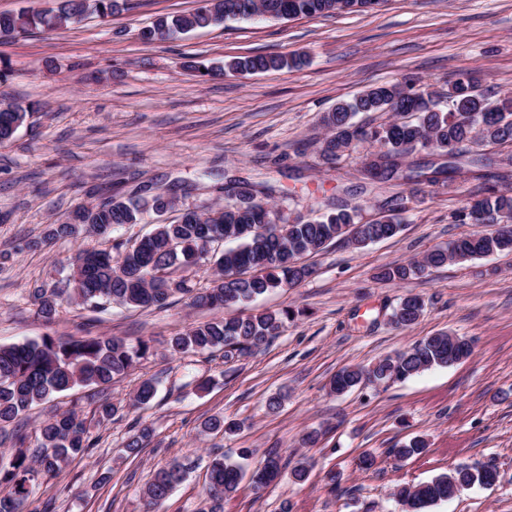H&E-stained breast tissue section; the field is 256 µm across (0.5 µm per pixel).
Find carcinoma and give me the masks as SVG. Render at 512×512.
<instances>
[{
	"label": "carcinoma",
	"mask_w": 512,
	"mask_h": 512,
	"mask_svg": "<svg viewBox=\"0 0 512 512\" xmlns=\"http://www.w3.org/2000/svg\"><path fill=\"white\" fill-rule=\"evenodd\" d=\"M341 0H198L191 12L162 15L140 31L145 42L165 40L177 34L222 26L231 20H251L270 12L277 20L307 16H329L343 12ZM129 8L128 0H56L52 6H26L0 12V39L52 30L82 22L89 16L107 19ZM296 55L233 57L219 67L190 61L191 70L254 74L295 66ZM475 70H464L448 82V90L437 93L416 87L410 80L371 85L349 101H339L324 113L321 122L328 134L320 143V156L327 163L340 160L359 143L370 147L358 169L369 185L433 186L451 184L458 172L467 169L477 180L488 177L489 159L471 151V145H512V99L491 100L479 89ZM392 112L393 121L366 129L354 122L361 113ZM27 116V108L16 103L0 104V145L11 142ZM432 149L427 161L410 159L420 149ZM273 187L266 181L243 183L225 191L223 212L207 219L212 209L181 214L170 223H151L165 205L163 196L151 198L150 189L140 186L127 195L109 196L107 201L81 213L92 224V232L108 235L129 224H153L134 247L113 245L115 253L84 250L79 264L50 290L35 285L29 294L38 304V314L49 320L59 302L72 301L91 311L111 304L127 308L163 309L177 295H192V304L220 312L265 293L293 285L310 277L314 270L300 263L335 241L358 249L395 237L401 230V214L408 210L397 199L374 221H366L357 207L331 204L315 216L290 221L279 215L265 199ZM153 205L147 206V199ZM474 224H500L496 231L462 237L438 246L422 260L384 268L385 281H406L423 276L432 268L496 253H512V192L493 188L476 201V208L458 216ZM233 242L235 246L217 250ZM213 261L215 276L210 288L195 295L184 272L200 269ZM424 311L421 298L409 294L393 308L390 322L397 327L414 325ZM300 312L285 307L246 317H214L171 337L173 355L224 350V361L244 356L280 335ZM146 340L136 345L114 336H82L68 340L43 336L24 343L0 345V447L10 448L8 463L0 466V512H50L51 504H35L34 486L42 475L59 473L68 460L89 453L96 446L85 421L74 410L54 413L43 420L37 432L39 444L27 446L22 428L12 432L5 426L54 395L77 388H90L97 399L98 422L112 419L121 405L108 397L116 378L132 371L146 356ZM472 343L450 338L447 333L426 336L408 349L387 354L370 366L344 367L333 377L330 391L344 394L367 383L403 381L433 367H448L467 360ZM156 382L143 380L134 394L137 405L155 397ZM152 438V429L142 427L126 442V452L139 454ZM426 440L415 436L389 453L397 459L424 452ZM185 463L175 460L157 470L143 498L146 512L164 500L185 476ZM288 477L301 483L308 476L304 461L283 460L275 448L268 450L261 466L246 473L235 461L214 458L208 466L206 498L199 512H224V498L234 494L244 479L256 489ZM497 471H482L461 464L432 479L397 488L395 497L402 512H429L436 503L453 497L460 486L491 483Z\"/></svg>",
	"instance_id": "carcinoma-1"
}]
</instances>
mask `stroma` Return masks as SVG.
Masks as SVG:
<instances>
[{
	"instance_id": "35a3bbf8",
	"label": "stroma",
	"mask_w": 512,
	"mask_h": 512,
	"mask_svg": "<svg viewBox=\"0 0 512 512\" xmlns=\"http://www.w3.org/2000/svg\"><path fill=\"white\" fill-rule=\"evenodd\" d=\"M131 9L64 29L0 41V101L28 107L13 142L0 146V345L52 335L116 336L149 341L137 368L116 380L111 420L93 419L87 390L59 395L32 410L30 439L49 415L77 408L97 445L57 475L40 477L34 497L53 512H142L154 471L178 459L185 479L154 512H198L207 465L250 449L254 469L267 449L307 459L308 479L263 489L242 483L224 512H399L394 493L460 463L494 467L498 480L474 486L430 512H512V253L449 264L405 282L379 280L382 267L422 258L435 247L477 232L459 214L487 187L512 190L506 149L491 151L485 181L460 177L450 186L362 189L352 171L359 152L332 165L318 147L324 112L366 87L409 79L443 91L462 69H478L485 93L512 95V0H383L371 9L290 20L230 22L176 38L143 42L156 16L191 11L195 0H132ZM302 53L303 66L257 74L199 75L191 60ZM241 181L273 186L271 204L284 216L307 215L332 199L364 216L404 197L400 233L356 249L337 242L306 257L305 281L228 308L231 316L285 307L297 320L253 353L225 361L223 351L171 355L167 342L212 313L176 298L163 310L109 307L94 313L61 302L49 320L29 295L54 287L84 249L105 248L95 236L49 240L45 230L75 206L98 204L107 191L140 185L174 194L182 207L224 200ZM420 295L424 314L408 329L389 315L405 294ZM438 332L471 340L466 361L403 382L344 394L330 381L346 366H369ZM157 394L146 406L132 397L142 378ZM207 389H199L201 381ZM280 394L279 409L268 398ZM221 415L238 422L231 436L207 434ZM153 437L139 455L125 454L131 434ZM320 433L302 446L309 431ZM425 436L422 454L398 460L391 449ZM373 456L363 469L364 456Z\"/></svg>"
}]
</instances>
